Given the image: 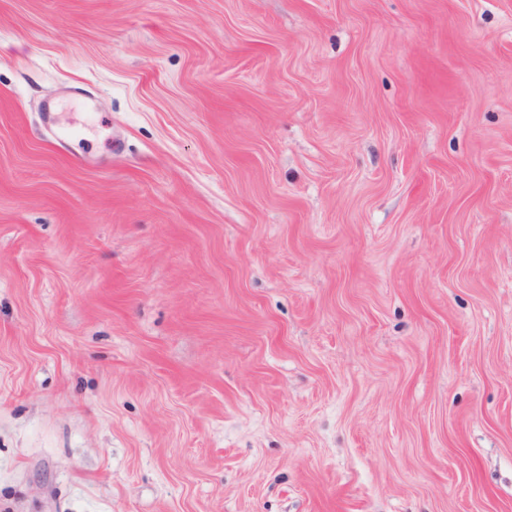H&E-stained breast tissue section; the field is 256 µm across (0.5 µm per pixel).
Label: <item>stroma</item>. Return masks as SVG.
<instances>
[{
    "label": "stroma",
    "instance_id": "obj_1",
    "mask_svg": "<svg viewBox=\"0 0 512 512\" xmlns=\"http://www.w3.org/2000/svg\"><path fill=\"white\" fill-rule=\"evenodd\" d=\"M0 512H512V0H0Z\"/></svg>",
    "mask_w": 512,
    "mask_h": 512
}]
</instances>
